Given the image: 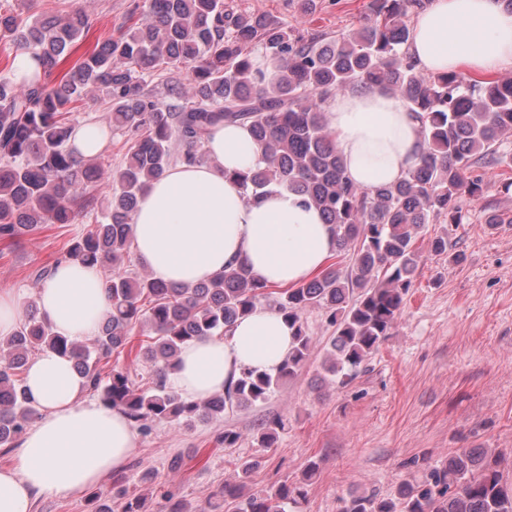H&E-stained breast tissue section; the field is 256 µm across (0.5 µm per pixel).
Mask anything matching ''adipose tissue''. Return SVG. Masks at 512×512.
Listing matches in <instances>:
<instances>
[{
    "label": "adipose tissue",
    "instance_id": "adipose-tissue-1",
    "mask_svg": "<svg viewBox=\"0 0 512 512\" xmlns=\"http://www.w3.org/2000/svg\"><path fill=\"white\" fill-rule=\"evenodd\" d=\"M409 52L431 75L487 73L512 66V13L499 0H433L410 27ZM345 174L360 188L388 185L415 168L424 151L422 123L380 86L357 87L324 105ZM207 158L177 164L154 180L131 221L137 262L154 279L194 285L230 264L247 265L275 287L302 283L336 249L331 225L301 195L273 188L257 201L243 195L239 174L261 162L249 125L215 128ZM36 302L62 335L96 336L109 310L99 267L59 263ZM294 330L261 308L223 338L186 345L168 375L183 396L225 391L246 370L273 373L293 348ZM24 386L37 416L12 466L0 468V512H33L37 496H71L121 469L137 446L132 424L86 394L71 362L46 349L34 356Z\"/></svg>",
    "mask_w": 512,
    "mask_h": 512
}]
</instances>
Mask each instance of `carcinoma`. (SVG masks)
<instances>
[{
    "label": "carcinoma",
    "instance_id": "obj_1",
    "mask_svg": "<svg viewBox=\"0 0 512 512\" xmlns=\"http://www.w3.org/2000/svg\"><path fill=\"white\" fill-rule=\"evenodd\" d=\"M429 0H370L368 17L345 32L306 33L258 13L237 12L224 0H145V18L104 40L59 80L50 76L90 26L72 9L62 17L22 18L0 0V34L32 51L43 81L18 83L12 63L0 76V240H16L44 224H72L86 210L94 223L67 246L63 259L112 265L104 280L110 310L91 343L56 332L36 303L25 308L16 332L0 341V447L12 452L35 417L20 373L44 348L74 361L104 406L121 410L149 429L151 423L183 425L224 416L266 402L309 360L314 339L303 320L322 310L334 328L323 361L336 387L353 381L365 361L395 327L417 277L418 238L444 216L461 223L466 200L479 196V161H504L500 147L512 133V77L479 81L466 74L425 76L408 52V18ZM248 47L280 65L267 83L254 68ZM188 69L192 94L173 105L148 89V79ZM384 86L422 122L425 150L417 167L398 182L371 190L347 180L323 104L338 92ZM90 88L108 98L109 125L125 138V160L111 175L108 195H94L105 175L95 160L76 156L71 138L80 102ZM247 123L263 165L239 174L245 197L268 189L293 191L320 206L333 225L342 269L321 273L275 296L244 265H229L207 281L180 286L131 274L124 263L132 245L131 220L148 185L171 165L205 161L209 132ZM435 255L450 254L446 236L430 242ZM288 318L294 348L278 372L248 370L222 393L202 400L170 390L166 375L180 351L207 336L227 335L236 320L261 303ZM153 336L139 344L135 360L152 386L134 388L130 376L100 363L130 346L136 328ZM281 419L257 430L261 448L275 445ZM502 457L486 448H458L448 462L413 461L418 475L387 498L373 494L341 499L340 512H512V487L503 483ZM259 464L245 461L237 480L226 482L195 512H286L306 499L305 483H284L244 494L245 479Z\"/></svg>",
    "mask_w": 512,
    "mask_h": 512
}]
</instances>
